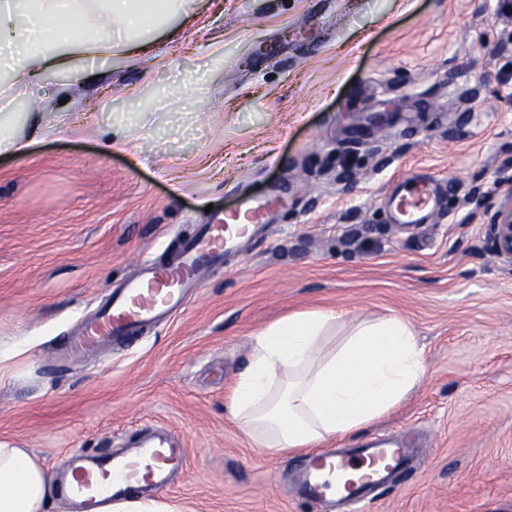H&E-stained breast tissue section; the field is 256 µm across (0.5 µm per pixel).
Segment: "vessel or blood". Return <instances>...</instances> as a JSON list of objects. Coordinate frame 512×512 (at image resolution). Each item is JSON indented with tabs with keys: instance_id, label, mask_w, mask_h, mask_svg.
<instances>
[{
	"instance_id": "obj_1",
	"label": "vessel or blood",
	"mask_w": 512,
	"mask_h": 512,
	"mask_svg": "<svg viewBox=\"0 0 512 512\" xmlns=\"http://www.w3.org/2000/svg\"><path fill=\"white\" fill-rule=\"evenodd\" d=\"M435 205L431 182L409 179L393 201L394 219L400 224L426 223ZM265 213V205L256 203L230 215L204 217L175 262L147 267L141 276L111 291L96 317L81 323L71 337L67 353L92 352L171 317L184 306L188 289L197 287L200 270L238 247L249 226L262 223ZM412 454V449L399 443H371L314 454L302 475V495L308 500L332 497L350 505L364 503L409 472ZM185 465V451L171 437L148 436L137 440L136 451L130 455H73L62 478L69 484L72 512H97L101 494L119 501L141 491L165 490L172 474Z\"/></svg>"
}]
</instances>
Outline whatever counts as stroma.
<instances>
[{"mask_svg": "<svg viewBox=\"0 0 512 512\" xmlns=\"http://www.w3.org/2000/svg\"><path fill=\"white\" fill-rule=\"evenodd\" d=\"M150 41L14 93L27 149L0 156V443L52 479L72 452H125L159 428L189 456L150 493L161 512H336L296 496L307 449L252 447L233 390L253 336L288 315H394L425 378L328 442L411 440L409 475L363 512H512V264L472 198L512 193L502 0H185ZM417 174L439 210L406 228L388 201ZM248 199L271 223L174 319L63 356L139 262L172 261L206 212Z\"/></svg>", "mask_w": 512, "mask_h": 512, "instance_id": "obj_1", "label": "stroma"}]
</instances>
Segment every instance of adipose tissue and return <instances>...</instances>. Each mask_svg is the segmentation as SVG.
I'll return each instance as SVG.
<instances>
[{
    "instance_id": "1",
    "label": "adipose tissue",
    "mask_w": 512,
    "mask_h": 512,
    "mask_svg": "<svg viewBox=\"0 0 512 512\" xmlns=\"http://www.w3.org/2000/svg\"><path fill=\"white\" fill-rule=\"evenodd\" d=\"M179 0H0V59L12 82L83 72L107 53L144 56L143 30L163 26ZM298 312L252 338L232 415L256 448H317L400 403L425 374L423 351L399 317L358 323ZM48 479L26 449L0 446V512H43Z\"/></svg>"
}]
</instances>
